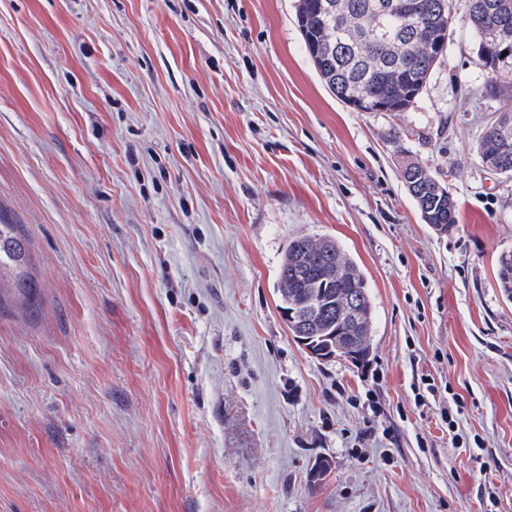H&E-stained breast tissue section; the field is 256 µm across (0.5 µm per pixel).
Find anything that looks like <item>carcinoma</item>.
Returning <instances> with one entry per match:
<instances>
[{
  "label": "carcinoma",
  "mask_w": 512,
  "mask_h": 512,
  "mask_svg": "<svg viewBox=\"0 0 512 512\" xmlns=\"http://www.w3.org/2000/svg\"><path fill=\"white\" fill-rule=\"evenodd\" d=\"M322 0H298L296 19L305 47L319 77L338 100L360 109L357 96L363 92L384 102L391 112H405L426 85L441 59L438 43L448 34L450 6L465 14L478 37V52L483 67L502 72L494 38L499 36L512 46V0H399L410 24L399 31L400 45L389 46L374 41L372 33L378 19L371 12L376 0H332L339 4L337 23H327L320 11ZM477 153L482 164L505 169L512 174V108L506 109L484 133ZM415 176L410 195L424 223L443 232L458 224L455 199L436 192L435 175L417 163L401 168L403 182ZM333 254H328V251ZM30 241L22 225L0 213V291L13 288L26 294L37 284L29 272ZM339 278L335 292H359L363 296L361 312L365 329L353 332L351 344L360 348L361 359L371 353V346H360L359 337L370 335L373 302L365 278L330 237L297 234L288 240L278 274L281 309L288 311L302 303L311 291L309 282L323 277ZM500 288L512 299V251L498 258ZM333 328L326 322L304 328L313 338L315 350L336 353Z\"/></svg>",
  "instance_id": "1"
}]
</instances>
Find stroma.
<instances>
[{
    "instance_id": "obj_1",
    "label": "stroma",
    "mask_w": 512,
    "mask_h": 512,
    "mask_svg": "<svg viewBox=\"0 0 512 512\" xmlns=\"http://www.w3.org/2000/svg\"><path fill=\"white\" fill-rule=\"evenodd\" d=\"M295 3L0 0V211L37 283L0 292V512H512V175L477 155L512 94L460 15L408 111H357ZM298 232L364 273L365 362L289 329ZM415 172L418 174L416 175ZM415 174L416 180L412 182L414 189L408 186L409 176ZM434 175L431 171L422 168L418 162H407L401 168V178L409 190L412 199L425 224H432L436 230L451 231L458 223V204L453 196L441 186L442 192L437 193L434 186ZM446 193V196L443 194ZM451 197H450V195Z\"/></svg>"
}]
</instances>
